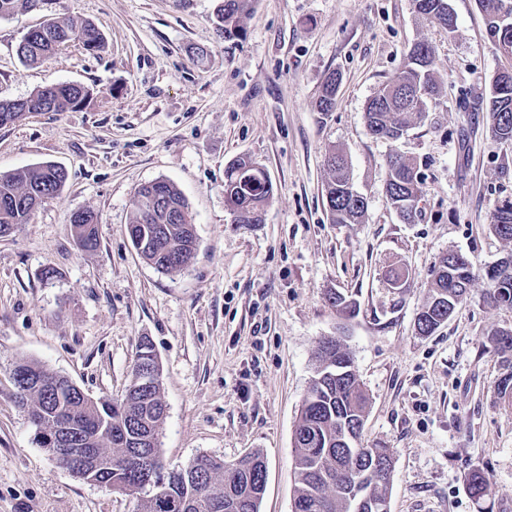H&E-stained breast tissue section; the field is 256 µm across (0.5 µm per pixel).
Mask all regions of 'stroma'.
Here are the masks:
<instances>
[{
    "label": "stroma",
    "mask_w": 512,
    "mask_h": 512,
    "mask_svg": "<svg viewBox=\"0 0 512 512\" xmlns=\"http://www.w3.org/2000/svg\"><path fill=\"white\" fill-rule=\"evenodd\" d=\"M220 3L43 0L0 19V100L49 84L90 90L80 107L0 126V174L44 162L67 172L58 196L0 237V512H134L143 502L58 466L13 400L11 370L34 359L116 401L144 337L167 405L164 464L261 451L259 512H292L294 430L326 336L341 337L369 396L358 447L393 455L389 512H479L464 480L473 468L490 480L484 505L512 512V406L489 338L512 328V310L490 302L484 276L512 252L489 229L495 205L512 201V145L493 137L480 107L501 60L478 0H448L451 32L412 0H256L244 34L230 38L216 29ZM52 18L92 22L104 49L75 42L23 66L18 42ZM418 41L434 50L440 94L402 139H374L365 104ZM332 71L341 84L324 115L315 102ZM333 149L367 201L363 223L330 220L323 160ZM395 153L424 180L412 224L384 194ZM241 157L273 183L260 224L237 223L224 202L225 170ZM157 179L181 192L197 236L176 273L141 259L127 230L135 190ZM78 209L97 216V250L73 240ZM448 252L471 259L475 277L463 305L422 336L415 319ZM395 266L410 272L404 287L387 279ZM334 290L356 300L353 318L329 304Z\"/></svg>",
    "instance_id": "obj_1"
}]
</instances>
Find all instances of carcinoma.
<instances>
[{
	"instance_id": "cac0c4a2",
	"label": "carcinoma",
	"mask_w": 512,
	"mask_h": 512,
	"mask_svg": "<svg viewBox=\"0 0 512 512\" xmlns=\"http://www.w3.org/2000/svg\"><path fill=\"white\" fill-rule=\"evenodd\" d=\"M254 0H224L217 14L218 26L231 37L243 31V21L250 15ZM486 19L490 41L506 64L494 80V90L486 103L492 120L493 136L512 143V27L499 22L507 0H478ZM415 12L426 20L454 28L448 0H413ZM81 43L89 51L105 46L103 34L88 21L71 18L52 20L27 32L20 40L17 55L27 67L39 66L54 57L71 42ZM340 74L330 72L316 100L317 111L326 115L336 107ZM439 91L434 68L433 49L424 42L413 44L397 79L377 88L365 108L369 133L385 140L397 141L412 123L423 119L429 102ZM90 90L77 83L55 84L39 89L19 104L10 115L15 121L34 112H67L78 107ZM386 199L402 221L411 224L418 216L423 183L412 159L404 155L388 158ZM329 179L325 187L334 224H360L367 203L350 181L348 164L343 155L332 152L325 158ZM267 174L253 162L239 158L225 174L224 198L236 212L239 224L262 223L265 208L273 197V184ZM66 181L64 171L42 163L15 172L0 174V227H15L30 222L35 201L54 198ZM80 222L72 224L81 248L92 251L99 246L97 218L89 209L80 210ZM132 230L129 236L136 253L162 273L181 271L197 246L188 206L174 184L159 180L140 186L134 196ZM491 232L503 241L512 242V202L496 206ZM489 298L512 309V261L504 257L486 271ZM474 278L473 264L465 256L450 253L434 266L426 302L419 311L415 326L422 336L434 333L466 298ZM328 300L345 317L357 312V303L348 295L334 291ZM135 363L146 367L157 363L152 343L140 340ZM313 383L306 396L294 431L296 496L293 512H372L371 503L387 499V489L394 470V458L387 448H356L338 441L351 429L362 431L368 397L353 368L347 348L331 339L319 341ZM16 372H30L46 382H54L59 391L48 393L30 386L17 401L28 417L44 420L50 428L65 419L84 436L85 447L98 448L112 456V481L139 483L141 487L163 479L155 473L150 480L131 466H124L145 437L158 438L165 419L166 406L161 393V379L155 377L145 385L132 384L119 401L93 403L70 394L69 380L35 361H22ZM196 477L170 487L167 498L149 492L140 512H259L265 490L266 463L258 452L249 453L232 464L210 456L196 458ZM476 503L484 501L489 480L481 469L465 474Z\"/></svg>"
}]
</instances>
